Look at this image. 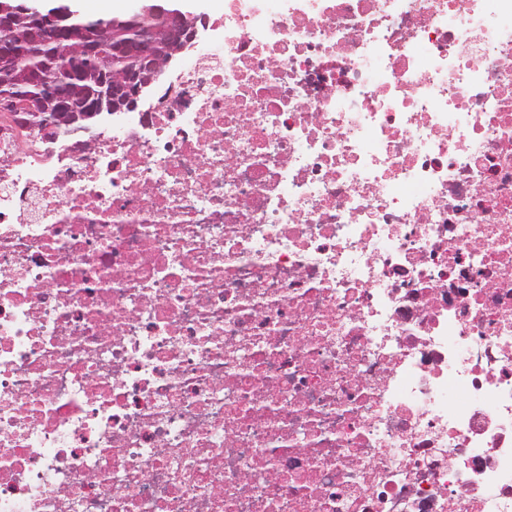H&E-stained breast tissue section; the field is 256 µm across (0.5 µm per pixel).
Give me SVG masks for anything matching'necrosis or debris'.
<instances>
[{"instance_id": "obj_1", "label": "necrosis or debris", "mask_w": 512, "mask_h": 512, "mask_svg": "<svg viewBox=\"0 0 512 512\" xmlns=\"http://www.w3.org/2000/svg\"><path fill=\"white\" fill-rule=\"evenodd\" d=\"M211 31L0 114V512H512V0Z\"/></svg>"}]
</instances>
